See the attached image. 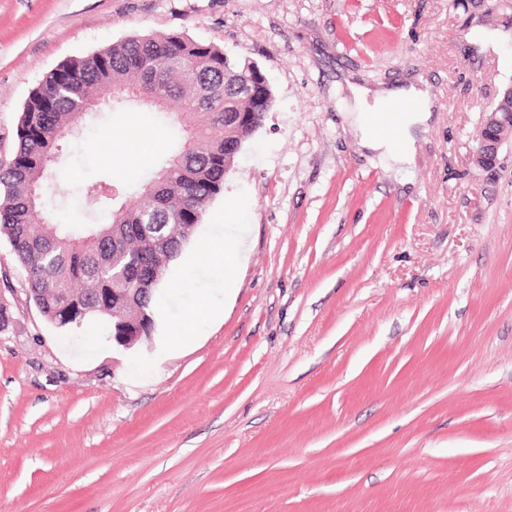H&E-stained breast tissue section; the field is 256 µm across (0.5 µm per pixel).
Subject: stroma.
Wrapping results in <instances>:
<instances>
[{
    "label": "stroma",
    "instance_id": "1",
    "mask_svg": "<svg viewBox=\"0 0 512 512\" xmlns=\"http://www.w3.org/2000/svg\"><path fill=\"white\" fill-rule=\"evenodd\" d=\"M181 32L254 61L274 101L131 349L13 305L0 332V512H512V141L471 163L512 84L502 0H0V137L63 61ZM424 80L404 171L358 149L343 74ZM144 141L149 151L134 160ZM146 112L64 141L49 201L134 189ZM247 225L232 276L204 242ZM210 304L215 315L197 324ZM98 344H90V337Z\"/></svg>",
    "mask_w": 512,
    "mask_h": 512
}]
</instances>
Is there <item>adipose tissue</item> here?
<instances>
[{
    "label": "adipose tissue",
    "instance_id": "obj_1",
    "mask_svg": "<svg viewBox=\"0 0 512 512\" xmlns=\"http://www.w3.org/2000/svg\"><path fill=\"white\" fill-rule=\"evenodd\" d=\"M357 104L348 113L361 133L364 148L378 152L401 169L413 158V127L425 125L433 111L428 90L416 85L372 92L354 87Z\"/></svg>",
    "mask_w": 512,
    "mask_h": 512
}]
</instances>
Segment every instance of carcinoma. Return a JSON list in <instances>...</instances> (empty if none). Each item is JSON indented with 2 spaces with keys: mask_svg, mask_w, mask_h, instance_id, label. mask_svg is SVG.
Instances as JSON below:
<instances>
[{
  "mask_svg": "<svg viewBox=\"0 0 512 512\" xmlns=\"http://www.w3.org/2000/svg\"><path fill=\"white\" fill-rule=\"evenodd\" d=\"M265 83L251 62L171 32L129 36L71 58L32 90L11 149L0 155V241L46 322L62 332L78 329L59 319V308L72 298L86 310L84 325H110L140 308L153 311L159 284L144 295L129 274L142 264L167 274L186 243L178 225L200 224L207 204L224 192V140L244 143L255 133L235 123L232 113L269 111ZM106 102L114 112L155 114L172 129V140L136 199L99 176L80 194L90 205L106 203L107 216L63 224L47 205L60 143ZM101 288L119 289L124 307L104 313Z\"/></svg>",
  "mask_w": 512,
  "mask_h": 512,
  "instance_id": "cac0c4a2",
  "label": "carcinoma"
}]
</instances>
